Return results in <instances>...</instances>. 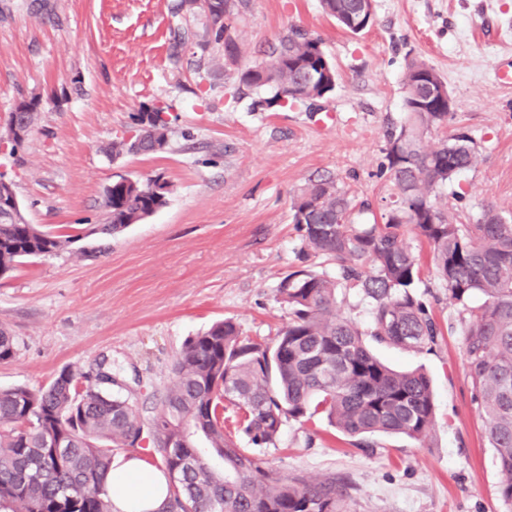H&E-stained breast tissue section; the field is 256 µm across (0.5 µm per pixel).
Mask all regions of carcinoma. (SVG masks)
Returning a JSON list of instances; mask_svg holds the SVG:
<instances>
[{"mask_svg": "<svg viewBox=\"0 0 512 512\" xmlns=\"http://www.w3.org/2000/svg\"><path fill=\"white\" fill-rule=\"evenodd\" d=\"M224 25L205 18L209 41L235 60L239 0H223ZM344 30L370 26V0H321ZM270 61L239 73L256 91L255 110L285 98L316 101L336 85V68L321 39L293 31L271 47ZM405 122L388 134L385 170L396 191L380 224H355L348 192L331 176L311 180L294 201L293 223L304 257L336 264V276L305 267L288 274L277 297L288 323L270 342L241 332L226 318L189 337L171 381L153 395L151 414L131 401L125 380L112 389L63 368L45 387L0 388V512H112L106 477L115 451L150 444L152 466L168 478L161 512H347L342 479L311 483L272 466L261 449L275 445L284 422L325 418L357 448L384 435L419 443L435 427L429 377L396 370L367 347L365 337L403 348L432 349L441 329L416 292L419 269L403 245L405 229L424 237L448 300L472 317L463 355L471 399L480 413L500 475L499 494L512 512V219L483 208L474 224H456L437 206V190L475 154L465 136L427 149L424 139L448 124V89L429 64L413 59L404 78ZM133 115L141 152L170 134L162 109ZM143 183L112 182L105 222L90 232L114 236L168 202ZM72 244L66 235L0 214V277L24 257L47 256ZM356 288L371 307L370 330L337 313L339 290ZM16 337L0 327V362L15 359ZM241 414L252 444L240 448L224 431V403Z\"/></svg>", "mask_w": 512, "mask_h": 512, "instance_id": "1", "label": "carcinoma"}]
</instances>
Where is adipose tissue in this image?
Wrapping results in <instances>:
<instances>
[{
    "label": "adipose tissue",
    "mask_w": 512,
    "mask_h": 512,
    "mask_svg": "<svg viewBox=\"0 0 512 512\" xmlns=\"http://www.w3.org/2000/svg\"><path fill=\"white\" fill-rule=\"evenodd\" d=\"M113 512H159L168 495V480L133 454L117 457L107 476Z\"/></svg>",
    "instance_id": "obj_1"
}]
</instances>
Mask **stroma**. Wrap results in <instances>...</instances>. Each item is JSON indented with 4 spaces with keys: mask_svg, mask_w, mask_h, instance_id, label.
Segmentation results:
<instances>
[{
    "mask_svg": "<svg viewBox=\"0 0 512 512\" xmlns=\"http://www.w3.org/2000/svg\"><path fill=\"white\" fill-rule=\"evenodd\" d=\"M175 2L0 0V138L18 99L40 103L22 148L0 150V174L27 223L74 238L0 278V326L19 343L16 358L0 363L1 388L46 386L67 366L116 370L140 379L132 400L146 412L187 338L214 322L231 318L244 335L274 339L288 321L276 297L282 279L304 263L335 270L324 257H301L292 222L300 189L334 177L367 203L358 224L378 219L394 193L384 149L405 121L411 59L434 67L452 99V119L428 145L463 134L476 155L440 190L439 206L461 224L488 206L512 216V89L493 80L512 54V0H374V21L358 34L336 25L320 0H246L233 62L207 42L202 12H174ZM294 28L321 38L336 87L311 105L253 110L256 93L238 74ZM178 29L189 34L179 48ZM144 105L166 113V150L111 157L108 147L132 132ZM328 113L335 120L326 126ZM120 176L162 177L168 204L118 236L92 233ZM403 240L442 334L429 351L371 348L429 375L432 438L383 436L364 451L327 420L289 421L264 455L313 482L345 477L348 512H504L494 450L471 403L460 308L428 243L411 231Z\"/></svg>",
    "mask_w": 512,
    "mask_h": 512,
    "instance_id": "1",
    "label": "stroma"
}]
</instances>
